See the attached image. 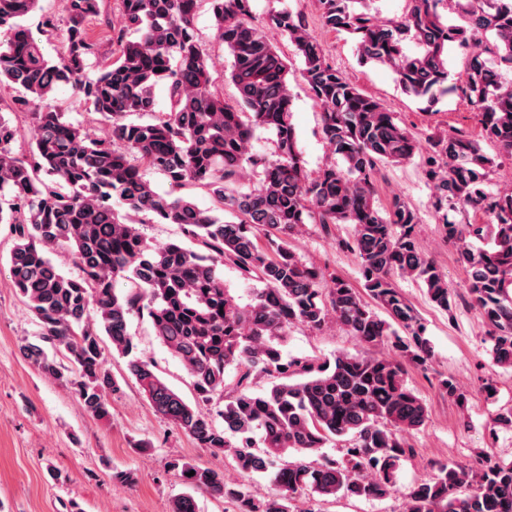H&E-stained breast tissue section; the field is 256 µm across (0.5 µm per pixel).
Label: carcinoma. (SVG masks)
<instances>
[{"label":"carcinoma","instance_id":"obj_1","mask_svg":"<svg viewBox=\"0 0 512 512\" xmlns=\"http://www.w3.org/2000/svg\"><path fill=\"white\" fill-rule=\"evenodd\" d=\"M38 2L0 0V88L20 87L39 101L29 160L12 154L20 130L0 115V223L11 228L13 283L39 323L40 340L52 348L28 343L24 354L57 380L76 375L72 384L86 411L106 419L109 397L121 389L103 356L110 342L156 412L240 475L269 479L271 494L256 497L219 470L173 462L185 484L234 512H296L294 501L305 491L372 500L394 494L400 461L413 454L403 433L427 419L425 402L407 385L404 360L422 365L433 353L397 279L420 281L441 309L452 303L448 280L417 240L415 210L399 197L383 209L375 198L378 165L411 158L419 149L414 135L331 66L306 18L289 10L272 11L269 22L301 59L321 107L333 161L315 173L298 148L288 61L253 23L251 0H209L230 58L224 79L238 92L233 103L213 90V64L195 32L198 0H120L119 24L107 22L112 58L92 74L89 60L100 55V42L86 22L100 15L102 0H63L67 30L55 60L23 24ZM318 2L323 26L354 40L359 63L392 67L401 90L430 107L462 93L481 111L482 138L512 157V79L504 76L512 72V0H453L459 24L440 13L446 0H403L400 15L385 19L379 0ZM457 47L468 54L456 81L448 56ZM69 84L89 113L110 124L108 137H92L51 103ZM160 86L169 105L158 112ZM133 114L151 120L128 121ZM259 130L271 136L270 156L252 151ZM431 141L424 174L436 189L433 207L467 271L492 358L512 369V193L487 188L495 159L478 140L453 132ZM144 167L163 171L166 193L144 179ZM246 173L257 184L241 192ZM190 188L205 191L214 207L200 208ZM450 210L482 213L489 222L450 221ZM148 216L180 226L196 248L149 245L137 227ZM304 224L353 226L344 245L359 260L360 287L334 276L320 287L325 276L288 247ZM59 245L70 249L81 278L53 264L49 252ZM226 262L263 284L251 302H238L224 287ZM119 278L131 283L125 293L114 288ZM134 312L147 314L156 338L192 377L198 400L224 393L225 372L236 369L217 410L221 423L136 357L128 330ZM330 319L366 352L322 361L283 356L290 326L320 329ZM389 340L397 356L369 353ZM257 377L272 379L270 389L251 391ZM345 436L350 444L341 459L304 460ZM402 512H512V461L443 463L407 488Z\"/></svg>","mask_w":512,"mask_h":512}]
</instances>
